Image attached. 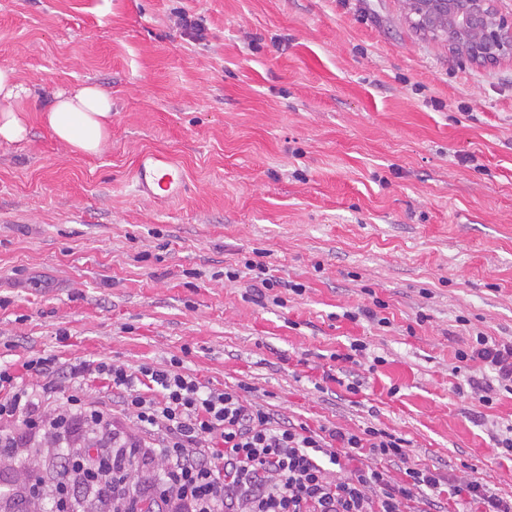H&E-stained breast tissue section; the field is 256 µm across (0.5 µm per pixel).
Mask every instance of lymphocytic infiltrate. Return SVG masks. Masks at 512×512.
<instances>
[{
  "label": "lymphocytic infiltrate",
  "mask_w": 512,
  "mask_h": 512,
  "mask_svg": "<svg viewBox=\"0 0 512 512\" xmlns=\"http://www.w3.org/2000/svg\"><path fill=\"white\" fill-rule=\"evenodd\" d=\"M462 365L483 364L490 381H471L468 399L492 405L512 395V339L484 333L457 350ZM46 375L39 387L25 376ZM100 383L109 399L149 435V443L117 429L110 411L89 403L87 391ZM245 384L216 389L169 365L137 367L107 359L59 361L26 357L0 364V444L12 458L28 460L47 431L81 436L97 429L109 449H72L53 486L31 477L20 493L21 506L37 512L51 499L54 512H130L147 499L154 512H447L444 496L480 508L512 512V499L488 494L467 478L455 485L416 463L410 439L377 424L357 429L291 421L270 407L247 399ZM146 449L161 459L162 478L138 497L128 468L119 459Z\"/></svg>",
  "instance_id": "obj_1"
}]
</instances>
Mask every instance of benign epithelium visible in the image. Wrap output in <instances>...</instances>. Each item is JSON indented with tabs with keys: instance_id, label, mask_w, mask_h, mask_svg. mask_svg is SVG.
<instances>
[{
	"instance_id": "1",
	"label": "benign epithelium",
	"mask_w": 512,
	"mask_h": 512,
	"mask_svg": "<svg viewBox=\"0 0 512 512\" xmlns=\"http://www.w3.org/2000/svg\"><path fill=\"white\" fill-rule=\"evenodd\" d=\"M494 0H406L408 13L422 14L427 33L442 38L472 63L496 61L512 51V25L498 17Z\"/></svg>"
}]
</instances>
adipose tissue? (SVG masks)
<instances>
[{
  "label": "adipose tissue",
  "mask_w": 512,
  "mask_h": 512,
  "mask_svg": "<svg viewBox=\"0 0 512 512\" xmlns=\"http://www.w3.org/2000/svg\"><path fill=\"white\" fill-rule=\"evenodd\" d=\"M31 88L20 83L12 67L0 66V141L26 139ZM49 135L78 154L100 153L112 130V95L94 83L56 91L41 109Z\"/></svg>",
  "instance_id": "1"
}]
</instances>
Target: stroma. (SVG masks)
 <instances>
[{
  "mask_svg": "<svg viewBox=\"0 0 512 512\" xmlns=\"http://www.w3.org/2000/svg\"><path fill=\"white\" fill-rule=\"evenodd\" d=\"M3 63L41 105L104 87L112 135L77 154L33 112L26 141L0 142V363L179 356L294 421L382 424L448 481L512 497L494 445L512 395L461 398L480 368L454 359L476 333L512 337V55L460 59L403 0H0ZM149 151L184 167L185 197H137ZM258 252L281 282L259 302ZM374 296L388 325L350 319ZM356 339L382 364L324 379Z\"/></svg>",
  "mask_w": 512,
  "mask_h": 512,
  "instance_id": "stroma-1",
  "label": "stroma"
}]
</instances>
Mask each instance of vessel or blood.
<instances>
[{"mask_svg": "<svg viewBox=\"0 0 512 512\" xmlns=\"http://www.w3.org/2000/svg\"><path fill=\"white\" fill-rule=\"evenodd\" d=\"M139 196L156 203L182 198L187 174L182 165L165 154L148 152L141 155L135 168Z\"/></svg>", "mask_w": 512, "mask_h": 512, "instance_id": "1", "label": "vessel or blood"}]
</instances>
